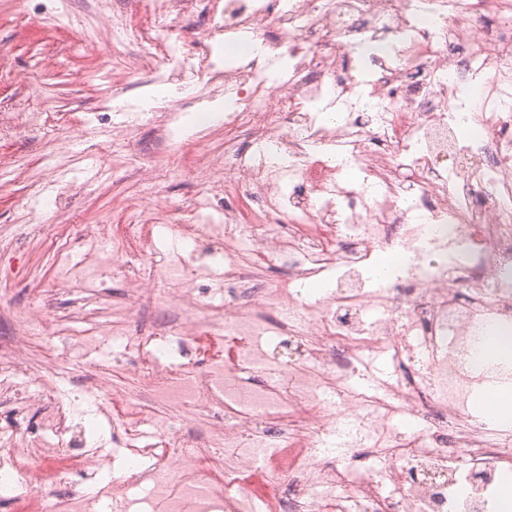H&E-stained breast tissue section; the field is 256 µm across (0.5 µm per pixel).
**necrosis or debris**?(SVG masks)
Instances as JSON below:
<instances>
[{"label":"necrosis or debris","mask_w":512,"mask_h":512,"mask_svg":"<svg viewBox=\"0 0 512 512\" xmlns=\"http://www.w3.org/2000/svg\"><path fill=\"white\" fill-rule=\"evenodd\" d=\"M191 2L132 0L112 56L147 47L154 82L193 92L151 114L157 148L191 104L223 94L224 143L194 162L224 221L182 208L165 227L148 223L138 200L155 184L141 181L83 260L109 277L103 239L131 259L161 229L215 244L224 301L197 290L211 267L141 273L134 308L160 323L109 331L133 367L112 420L123 456L145 468L101 498L114 512H244L249 489L265 512H485L512 469V430L469 406L484 336L512 334V0H206L188 49L176 20ZM490 14L503 22L494 33ZM243 34L252 49L217 68L213 44ZM385 38L389 52L345 66ZM386 250L412 261L365 279ZM314 282L335 289L315 298ZM205 339L224 340L229 359L172 365L171 346ZM287 343L298 359L269 355ZM376 358L392 375L358 388ZM68 418L50 407L40 431L0 452L9 512H96L57 489L99 464L71 451ZM413 418L425 429H396ZM330 435L379 474L358 481L351 464L323 459Z\"/></svg>","instance_id":"necrosis-or-debris-1"}]
</instances>
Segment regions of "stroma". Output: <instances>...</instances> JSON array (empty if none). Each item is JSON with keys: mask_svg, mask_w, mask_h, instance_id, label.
I'll list each match as a JSON object with an SVG mask.
<instances>
[{"mask_svg": "<svg viewBox=\"0 0 512 512\" xmlns=\"http://www.w3.org/2000/svg\"><path fill=\"white\" fill-rule=\"evenodd\" d=\"M58 4L31 0L29 19L21 24L15 19V0H0V117L12 121L21 112L43 115L39 125L20 126L0 144V277L14 281L0 298V337L11 336L15 316L29 311L33 289L55 281L54 253L39 236V226L84 224L96 232L122 210L126 191L137 179L124 154L94 150L93 129L135 123L138 147L148 151L153 144L149 125L137 123L136 116L156 88L132 82L126 62L110 56L112 14L122 0H71L72 22L65 31L42 23ZM166 159L170 180L159 196L140 202L146 216L159 224L165 221L167 202L188 208L206 193L179 143L168 146ZM178 252L198 264L217 262L205 246L192 251L172 241L145 245L134 264L116 257L122 270L110 283L113 303L129 305V289L142 266L164 269ZM85 297L82 279L58 283L46 315L47 334L27 348L31 367H40L47 353L62 364L71 362L78 337L95 317ZM26 392L33 403L28 420L37 421L40 405H63L72 411L73 446L99 448L108 455L95 478L71 476L66 486L94 499L111 478L136 470V463L113 453L112 425L104 413L106 386L87 388L66 375L51 386H28Z\"/></svg>", "mask_w": 512, "mask_h": 512, "instance_id": "stroma-1", "label": "stroma"}]
</instances>
